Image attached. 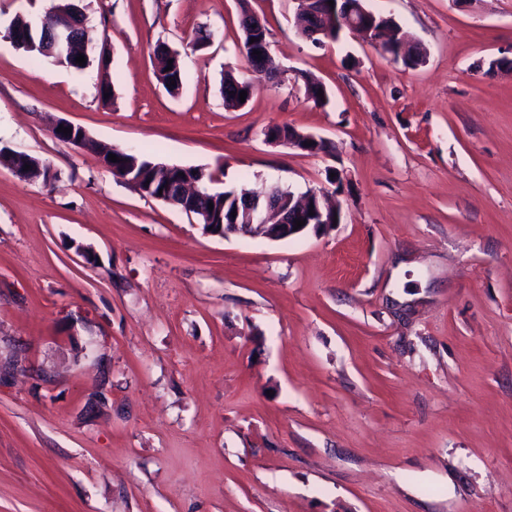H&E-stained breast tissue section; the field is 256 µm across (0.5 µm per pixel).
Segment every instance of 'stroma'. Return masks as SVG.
Segmentation results:
<instances>
[{"instance_id": "obj_1", "label": "stroma", "mask_w": 512, "mask_h": 512, "mask_svg": "<svg viewBox=\"0 0 512 512\" xmlns=\"http://www.w3.org/2000/svg\"><path fill=\"white\" fill-rule=\"evenodd\" d=\"M245 5L282 73L230 109ZM366 5L425 62L312 44L297 0H80L75 71L5 37L45 0H0V146L56 175L0 165V512H512V0ZM284 124L331 151L269 144ZM98 143L324 191L341 221L207 235ZM165 47H157L155 49V59L157 68L163 81L164 86L171 94H176L183 85L185 79L184 63L175 56H170ZM168 60H172V70L164 72L168 67ZM171 79L175 80L176 86L170 85ZM27 153L14 152L9 157V168L18 176L30 180H41L43 183L49 184L54 173L51 169L46 168V163L41 159H34L33 157H26ZM30 165V169L24 171V165Z\"/></svg>"}]
</instances>
